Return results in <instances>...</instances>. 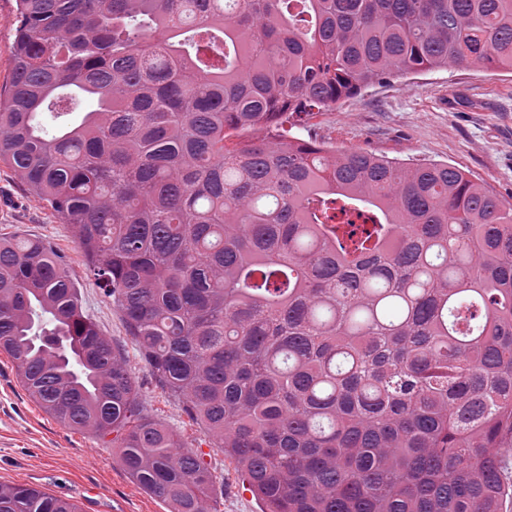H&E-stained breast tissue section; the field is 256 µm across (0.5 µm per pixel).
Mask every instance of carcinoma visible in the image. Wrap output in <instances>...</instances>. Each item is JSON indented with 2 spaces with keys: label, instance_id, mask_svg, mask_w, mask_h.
Returning a JSON list of instances; mask_svg holds the SVG:
<instances>
[{
  "label": "carcinoma",
  "instance_id": "1",
  "mask_svg": "<svg viewBox=\"0 0 512 512\" xmlns=\"http://www.w3.org/2000/svg\"><path fill=\"white\" fill-rule=\"evenodd\" d=\"M16 2L0 163L262 512H512V204L284 128L395 74L512 71V0ZM0 351L168 512H209L204 454L40 238L0 234ZM0 512L80 510L0 484Z\"/></svg>",
  "mask_w": 512,
  "mask_h": 512
}]
</instances>
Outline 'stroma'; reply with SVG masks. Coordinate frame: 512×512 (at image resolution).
Returning a JSON list of instances; mask_svg holds the SVG:
<instances>
[{"label":"stroma","mask_w":512,"mask_h":512,"mask_svg":"<svg viewBox=\"0 0 512 512\" xmlns=\"http://www.w3.org/2000/svg\"><path fill=\"white\" fill-rule=\"evenodd\" d=\"M291 134L339 151L362 149L399 161L450 163L512 203V73L451 68L394 76L323 112L292 116ZM50 241L78 284L88 317L111 336L137 379L148 414L203 451L214 475L211 512H262L239 473L182 404L165 394L141 359L121 313L88 277L69 225L34 200L0 164V233ZM0 483L31 485L70 499L79 512H167L143 492L115 448L69 430L26 391L16 363L0 353Z\"/></svg>","instance_id":"35a3bbf8"}]
</instances>
